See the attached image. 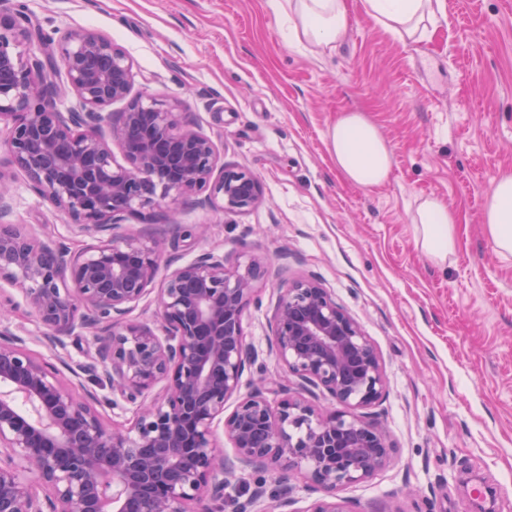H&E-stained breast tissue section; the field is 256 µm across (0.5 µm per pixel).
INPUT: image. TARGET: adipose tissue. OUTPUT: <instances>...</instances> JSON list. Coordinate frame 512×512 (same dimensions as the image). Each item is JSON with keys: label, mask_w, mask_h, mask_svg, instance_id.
<instances>
[{"label": "adipose tissue", "mask_w": 512, "mask_h": 512, "mask_svg": "<svg viewBox=\"0 0 512 512\" xmlns=\"http://www.w3.org/2000/svg\"><path fill=\"white\" fill-rule=\"evenodd\" d=\"M440 0H361L365 15L396 38L416 40L432 24ZM287 24L285 38L317 53L335 51L350 22L345 0H272ZM329 151L338 172L352 185L372 188L385 184L392 170V151L378 126L364 113L342 111L327 133ZM459 214L437 198L422 200L413 214L416 243L432 262L446 264L456 253ZM483 222L494 247L512 254V172L501 175L490 195Z\"/></svg>", "instance_id": "1"}]
</instances>
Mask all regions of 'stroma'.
<instances>
[{"label":"stroma","mask_w":512,"mask_h":512,"mask_svg":"<svg viewBox=\"0 0 512 512\" xmlns=\"http://www.w3.org/2000/svg\"><path fill=\"white\" fill-rule=\"evenodd\" d=\"M44 33L83 28L132 63V96L181 109L225 165L254 175L262 198L219 214L187 203L177 219L206 238L166 242L185 264L222 254L270 267L247 308V341L267 353L277 288L310 279L362 327L386 394L362 416L396 444L389 463L341 488L346 512H475V489L493 512H512V255L482 222L496 178L512 171V0H441L427 37L403 42L350 4L336 51L289 45L271 0H13ZM366 113L393 154L390 178L365 189L338 173L327 132L340 111ZM12 181L9 223L84 250L91 239L41 197L0 152ZM434 197L457 210V254L447 266L416 246L411 215ZM13 324L52 365L86 363L95 329L62 353L48 350L17 288Z\"/></svg>","instance_id":"1"}]
</instances>
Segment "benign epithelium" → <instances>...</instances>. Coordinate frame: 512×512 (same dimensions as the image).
<instances>
[{
    "mask_svg": "<svg viewBox=\"0 0 512 512\" xmlns=\"http://www.w3.org/2000/svg\"><path fill=\"white\" fill-rule=\"evenodd\" d=\"M7 2L0 0V149L96 243L72 253L29 225L1 221L10 198L0 171V275L23 293L50 351L65 349L80 329L103 333L91 363L70 372L90 374L136 416L129 427L107 424L96 394L77 391L32 353L11 329V304L0 301V512H224L239 463L277 476L298 471L320 493L306 512H345L336 493L385 467L393 443L365 418L317 408L307 396L351 408L382 400V368L361 326L316 282L277 289L268 352L282 372L241 393L245 369L258 361L244 314L268 267L250 258L229 269L209 251L161 279L164 235L182 225L116 229L127 216L147 219L146 208L190 199L245 212L260 199L259 182L221 163L212 139L176 104L146 95L111 111L132 80L112 41L74 28L22 50L33 25L18 23ZM59 65L77 101L67 112L50 80ZM151 293L157 323L127 321ZM290 376L295 392L284 384ZM219 428L232 458L217 450ZM264 493L260 478L235 512H253Z\"/></svg>",
    "mask_w": 512,
    "mask_h": 512,
    "instance_id": "7a95c632",
    "label": "benign epithelium"
}]
</instances>
